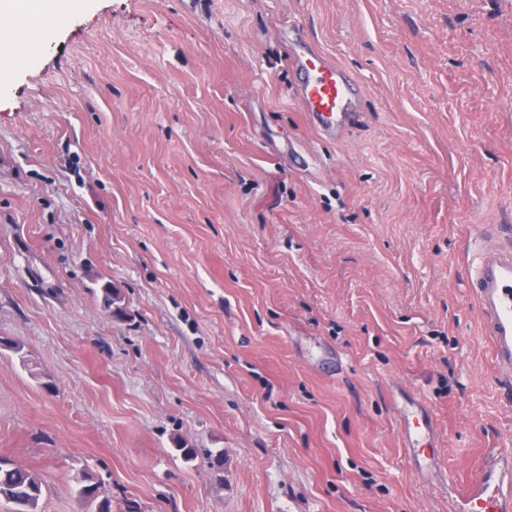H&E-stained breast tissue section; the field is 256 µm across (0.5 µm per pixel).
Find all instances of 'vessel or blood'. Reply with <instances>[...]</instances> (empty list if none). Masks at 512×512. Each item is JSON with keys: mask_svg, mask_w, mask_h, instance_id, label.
I'll use <instances>...</instances> for the list:
<instances>
[{"mask_svg": "<svg viewBox=\"0 0 512 512\" xmlns=\"http://www.w3.org/2000/svg\"><path fill=\"white\" fill-rule=\"evenodd\" d=\"M281 37L300 109L319 137L343 138L362 116V81L319 48L300 24H288ZM490 236V225H479L469 275L496 364L500 372L511 374L512 248L492 244ZM433 433L427 418L401 417V446L411 462H418ZM448 512H512V448L490 454L475 478L449 499Z\"/></svg>", "mask_w": 512, "mask_h": 512, "instance_id": "b4317fda", "label": "vessel or blood"}]
</instances>
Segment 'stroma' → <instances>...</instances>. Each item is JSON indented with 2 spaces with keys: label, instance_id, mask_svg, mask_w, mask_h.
Here are the masks:
<instances>
[{
  "label": "stroma",
  "instance_id": "obj_1",
  "mask_svg": "<svg viewBox=\"0 0 512 512\" xmlns=\"http://www.w3.org/2000/svg\"><path fill=\"white\" fill-rule=\"evenodd\" d=\"M188 2L9 21L0 457L40 512H92L83 468L112 512H448L512 443L468 281L474 225L512 240V0ZM288 22L364 83L342 140L292 95ZM407 394L439 469L400 446ZM78 494L83 501L97 507L96 512H112V500L104 495L101 484L87 472L80 476Z\"/></svg>",
  "mask_w": 512,
  "mask_h": 512
}]
</instances>
